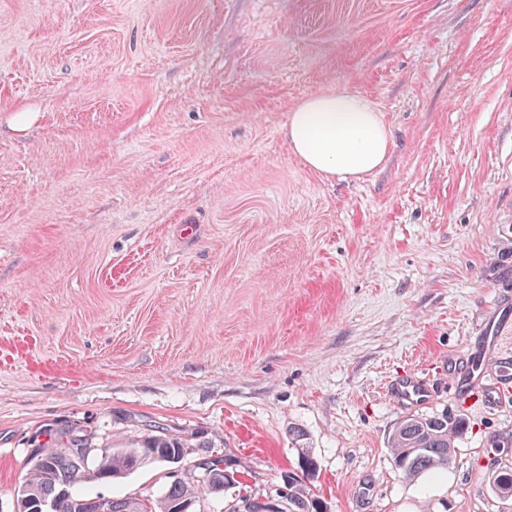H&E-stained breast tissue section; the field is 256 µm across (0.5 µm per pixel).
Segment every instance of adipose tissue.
Wrapping results in <instances>:
<instances>
[{
	"label": "adipose tissue",
	"instance_id": "ef3b65f1",
	"mask_svg": "<svg viewBox=\"0 0 512 512\" xmlns=\"http://www.w3.org/2000/svg\"><path fill=\"white\" fill-rule=\"evenodd\" d=\"M294 155L320 176L360 179L384 163L390 131L376 105L349 91L309 96L288 116Z\"/></svg>",
	"mask_w": 512,
	"mask_h": 512
}]
</instances>
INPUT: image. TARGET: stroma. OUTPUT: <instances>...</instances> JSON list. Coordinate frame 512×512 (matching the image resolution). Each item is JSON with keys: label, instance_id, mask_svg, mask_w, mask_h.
Instances as JSON below:
<instances>
[{"label": "stroma", "instance_id": "stroma-1", "mask_svg": "<svg viewBox=\"0 0 512 512\" xmlns=\"http://www.w3.org/2000/svg\"><path fill=\"white\" fill-rule=\"evenodd\" d=\"M341 90L392 135L362 180L286 137ZM493 318L512 358V0H0V512L36 432L153 425L232 463L196 512L290 473L324 512H512V405L448 392ZM410 373L429 403L390 399ZM441 413L452 465L404 479L391 432Z\"/></svg>", "mask_w": 512, "mask_h": 512}]
</instances>
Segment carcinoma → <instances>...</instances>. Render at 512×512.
Instances as JSON below:
<instances>
[{
	"label": "carcinoma",
	"instance_id": "1",
	"mask_svg": "<svg viewBox=\"0 0 512 512\" xmlns=\"http://www.w3.org/2000/svg\"><path fill=\"white\" fill-rule=\"evenodd\" d=\"M465 423L448 415L410 416L401 421L389 437L393 464L408 480L426 473L446 469L455 456V439L463 433ZM50 442L31 449L27 470L16 494V512H30L28 504L54 500L57 512H96L101 494L76 491L82 483H108L129 474L147 463H178L185 459L184 441L166 428L150 433L127 448H107L99 453L91 450L90 437L77 428L47 432ZM212 466L216 481L202 483L198 464L188 467L186 474L173 480L161 497L148 499L108 497V512H179L181 505L196 503L200 494L220 492L232 485L227 476L228 460L212 455L201 458ZM69 496L61 497V490ZM279 512H322V504L311 490L294 477L288 478V492L278 496Z\"/></svg>",
	"mask_w": 512,
	"mask_h": 512
}]
</instances>
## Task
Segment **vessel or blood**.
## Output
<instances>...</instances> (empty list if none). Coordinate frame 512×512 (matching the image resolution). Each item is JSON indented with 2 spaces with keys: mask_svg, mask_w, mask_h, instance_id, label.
Wrapping results in <instances>:
<instances>
[{
  "mask_svg": "<svg viewBox=\"0 0 512 512\" xmlns=\"http://www.w3.org/2000/svg\"><path fill=\"white\" fill-rule=\"evenodd\" d=\"M499 341V333H489L476 352L477 362L449 363L448 379L455 391L479 381L487 398L505 405L512 403V361L501 357ZM389 393L396 401L412 403L428 400L431 389L422 377L408 375L394 380Z\"/></svg>",
  "mask_w": 512,
  "mask_h": 512,
  "instance_id": "1",
  "label": "vessel or blood"
}]
</instances>
